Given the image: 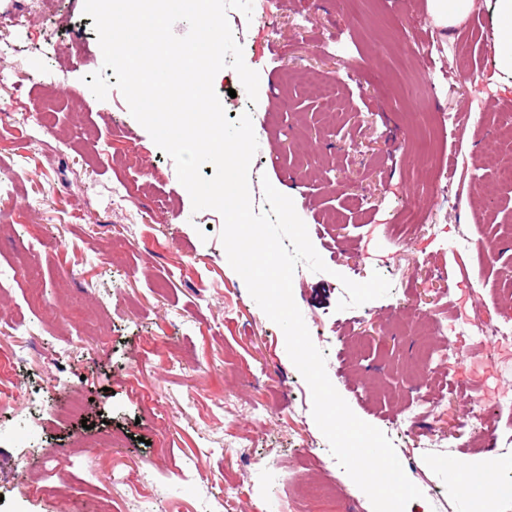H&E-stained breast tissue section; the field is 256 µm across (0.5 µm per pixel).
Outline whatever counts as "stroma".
Instances as JSON below:
<instances>
[{
    "instance_id": "stroma-1",
    "label": "stroma",
    "mask_w": 512,
    "mask_h": 512,
    "mask_svg": "<svg viewBox=\"0 0 512 512\" xmlns=\"http://www.w3.org/2000/svg\"><path fill=\"white\" fill-rule=\"evenodd\" d=\"M84 0H0L16 18L0 31V360L18 385L0 398V512H338L364 493L345 471L331 496L319 459L329 445L282 330L250 296L220 239L221 214L193 211L175 165L129 112L118 88L108 108L83 78L103 68ZM227 19L260 77L250 103L237 73L214 89L237 119L251 112L255 210L262 183L292 198L328 267L298 266L294 300L328 377L353 412L392 441L423 493L406 512H512L500 494L459 498L440 460L465 452L482 477L489 457L512 465L507 413L468 421L473 399L512 389V370L477 363L415 376L417 337L454 311L512 321V214L490 219L486 198H512L489 160L511 154L498 128L512 89L490 92L493 28L474 0L453 29L426 0H253ZM334 110H304L318 92ZM55 101L52 132L35 121ZM83 135L46 146L72 112ZM350 183L333 198L337 181ZM122 182L132 201L112 197ZM380 273L389 295L338 310L343 279ZM61 366H50L55 352ZM437 404L418 428L396 416L417 398ZM437 447H425L426 438Z\"/></svg>"
}]
</instances>
